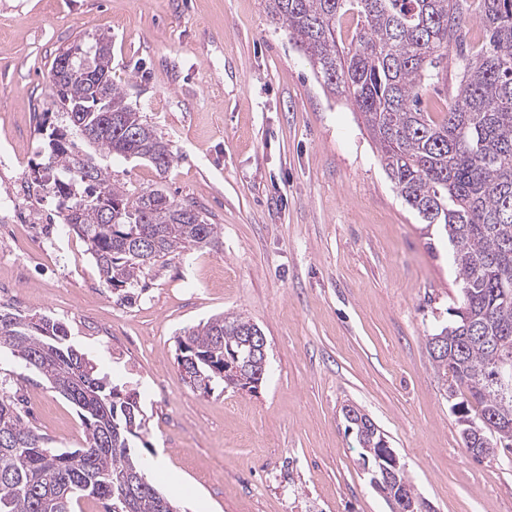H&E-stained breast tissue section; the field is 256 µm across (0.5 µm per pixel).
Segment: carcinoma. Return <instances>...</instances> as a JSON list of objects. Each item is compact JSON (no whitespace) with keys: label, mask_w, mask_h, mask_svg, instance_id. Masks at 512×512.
<instances>
[{"label":"carcinoma","mask_w":512,"mask_h":512,"mask_svg":"<svg viewBox=\"0 0 512 512\" xmlns=\"http://www.w3.org/2000/svg\"><path fill=\"white\" fill-rule=\"evenodd\" d=\"M267 13L288 30L312 69L333 94L353 101L397 192L425 223L441 224L453 247L460 286L453 320L426 336L434 372L455 416L468 455L512 453V391L493 376L503 356L497 341L512 343V0H479L484 43L468 52V0H264ZM356 18L349 43L338 37L346 14ZM462 71L442 115L435 119L422 96L439 81L451 49ZM75 68L102 81H69L49 73L53 106L63 125L49 135L30 183L57 200L60 223L84 239L103 283L133 300L142 277L171 255L218 247V225L162 187L130 191L112 183L109 156L141 158L157 172L175 163L172 145L112 84L111 43L99 38L66 51ZM258 328L240 313L216 315L177 338L180 376L208 391L223 383L247 387L261 370L254 363L235 384L224 379V351L247 352V332ZM442 343L445 351L436 350ZM37 374L77 411L84 444L49 446L25 420L18 396L0 389V512H74L83 499L104 512H179L153 482L138 491L122 478L142 473L134 446L145 426L139 392H127L101 373L70 341L67 327L47 314L0 307V352ZM355 431L363 466L378 470L381 435L358 408H342ZM397 492L425 512L404 465Z\"/></svg>","instance_id":"1"}]
</instances>
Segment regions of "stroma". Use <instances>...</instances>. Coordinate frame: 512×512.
<instances>
[{"label":"stroma","mask_w":512,"mask_h":512,"mask_svg":"<svg viewBox=\"0 0 512 512\" xmlns=\"http://www.w3.org/2000/svg\"><path fill=\"white\" fill-rule=\"evenodd\" d=\"M103 38L112 82L169 140L158 173L111 158L112 180L195 203L220 247L169 258L132 303L114 299L85 242L57 233L39 256L0 209V281L27 312L63 322L100 370L136 383L154 482L183 512H389L359 464L344 405L387 435L434 512H512V461L464 450L425 338L456 306L451 247L402 199L351 100L330 93L263 0H0V199L39 162L57 121L48 74L62 49ZM241 313L267 338L257 389H190L185 328ZM20 391L52 446L80 447L74 407L39 377Z\"/></svg>","instance_id":"obj_1"}]
</instances>
